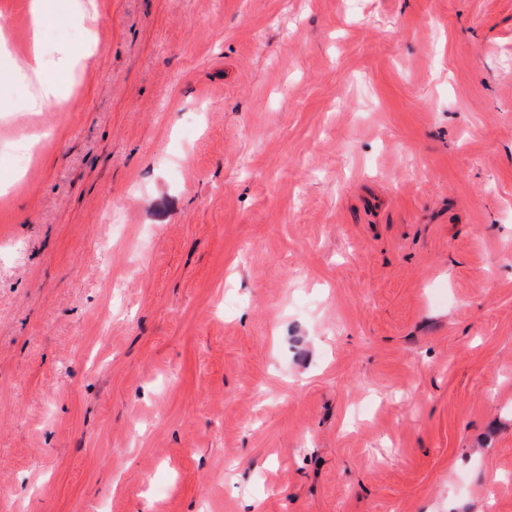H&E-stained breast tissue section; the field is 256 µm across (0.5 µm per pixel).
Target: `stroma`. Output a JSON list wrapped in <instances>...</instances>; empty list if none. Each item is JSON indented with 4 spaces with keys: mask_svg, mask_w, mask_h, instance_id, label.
I'll use <instances>...</instances> for the list:
<instances>
[{
    "mask_svg": "<svg viewBox=\"0 0 512 512\" xmlns=\"http://www.w3.org/2000/svg\"><path fill=\"white\" fill-rule=\"evenodd\" d=\"M55 4L61 101L0 87V512H512V0Z\"/></svg>",
    "mask_w": 512,
    "mask_h": 512,
    "instance_id": "obj_1",
    "label": "stroma"
}]
</instances>
